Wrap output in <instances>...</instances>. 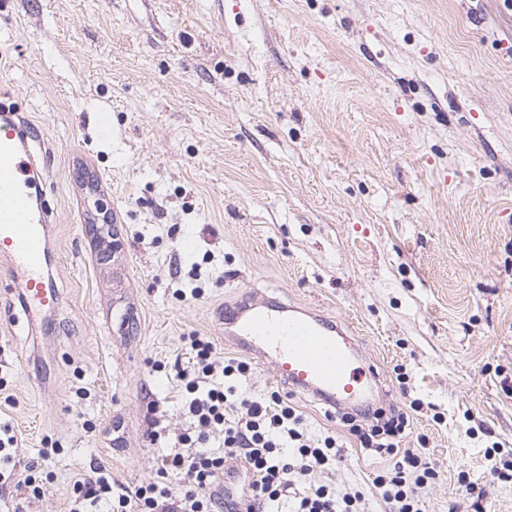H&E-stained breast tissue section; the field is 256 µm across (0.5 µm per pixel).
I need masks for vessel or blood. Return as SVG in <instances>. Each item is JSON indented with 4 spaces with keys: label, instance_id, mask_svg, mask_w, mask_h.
<instances>
[{
    "label": "vessel or blood",
    "instance_id": "vessel-or-blood-1",
    "mask_svg": "<svg viewBox=\"0 0 512 512\" xmlns=\"http://www.w3.org/2000/svg\"><path fill=\"white\" fill-rule=\"evenodd\" d=\"M31 120L0 107V266L18 278L28 312L57 308L59 297L42 272L50 248L23 129ZM224 339L255 356L290 389L340 408L361 404L373 370L357 365L335 321L275 299L249 300L225 309Z\"/></svg>",
    "mask_w": 512,
    "mask_h": 512
}]
</instances>
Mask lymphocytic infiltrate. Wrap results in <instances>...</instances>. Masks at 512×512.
<instances>
[{
    "label": "lymphocytic infiltrate",
    "instance_id": "obj_1",
    "mask_svg": "<svg viewBox=\"0 0 512 512\" xmlns=\"http://www.w3.org/2000/svg\"><path fill=\"white\" fill-rule=\"evenodd\" d=\"M191 366L176 368L184 407L195 431L179 435L162 456L157 477L135 492L115 486L105 466L75 481L69 512L101 501L110 512H367L366 495L394 512H422L414 487L436 471L413 449L400 448L404 415L362 427L351 424L361 448L392 456L391 467L372 480L370 492L337 493L320 474L340 462L334 437L311 442L304 419L278 391L256 399L232 381L249 372L247 362L225 357L208 338L190 339ZM243 462L236 470L235 462Z\"/></svg>",
    "mask_w": 512,
    "mask_h": 512
}]
</instances>
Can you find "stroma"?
I'll list each match as a JSON object with an SVG mask.
<instances>
[{"label": "stroma", "instance_id": "35a3bbf8", "mask_svg": "<svg viewBox=\"0 0 512 512\" xmlns=\"http://www.w3.org/2000/svg\"><path fill=\"white\" fill-rule=\"evenodd\" d=\"M0 102L43 134L60 293L31 322L0 268V429L16 471L56 451L29 512H67L97 465L130 492L156 477L193 423L172 373L187 337L243 358L219 321L251 296L354 330L379 374L371 411L405 412L402 447L437 471L415 489L424 512H512V483L489 474L512 464L503 0H0ZM105 221L122 243L108 258L87 230ZM236 386L336 436L322 479L338 492L384 466L342 410L259 362Z\"/></svg>", "mask_w": 512, "mask_h": 512}]
</instances>
